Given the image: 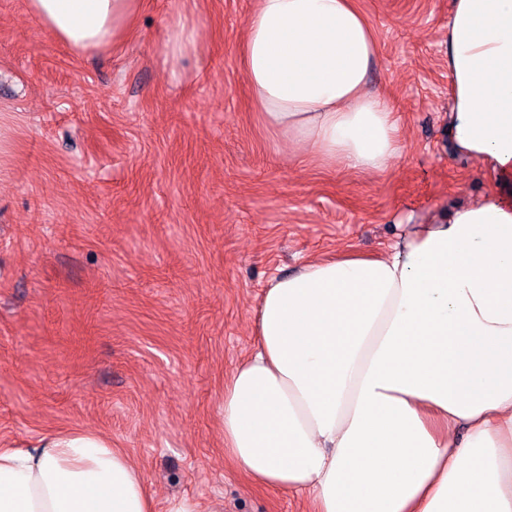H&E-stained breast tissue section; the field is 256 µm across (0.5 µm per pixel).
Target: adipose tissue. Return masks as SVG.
Instances as JSON below:
<instances>
[{"label": "adipose tissue", "instance_id": "adipose-tissue-1", "mask_svg": "<svg viewBox=\"0 0 512 512\" xmlns=\"http://www.w3.org/2000/svg\"><path fill=\"white\" fill-rule=\"evenodd\" d=\"M78 52L126 33L142 0H26ZM355 0H257L242 64L265 125L322 163L385 172L404 149L370 90ZM448 126L493 185L383 252L342 249L272 277L256 351L224 384V457L312 512H512V0H452ZM0 512H155L110 439L0 448Z\"/></svg>", "mask_w": 512, "mask_h": 512}]
</instances>
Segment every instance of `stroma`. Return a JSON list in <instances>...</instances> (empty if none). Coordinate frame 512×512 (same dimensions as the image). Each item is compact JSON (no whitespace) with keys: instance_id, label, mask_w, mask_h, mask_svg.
<instances>
[{"instance_id":"stroma-1","label":"stroma","mask_w":512,"mask_h":512,"mask_svg":"<svg viewBox=\"0 0 512 512\" xmlns=\"http://www.w3.org/2000/svg\"><path fill=\"white\" fill-rule=\"evenodd\" d=\"M355 4L405 144L381 175L312 162L265 127L240 55L256 0H143L120 44L85 53L0 0L1 445L87 430L157 503L309 512L224 460V380L255 349L263 288L311 257L382 251L492 185L451 155L450 0ZM178 16L197 47L172 63ZM224 502L215 501L207 507H203L196 499L182 495L173 496L167 501L166 512H223Z\"/></svg>"}]
</instances>
